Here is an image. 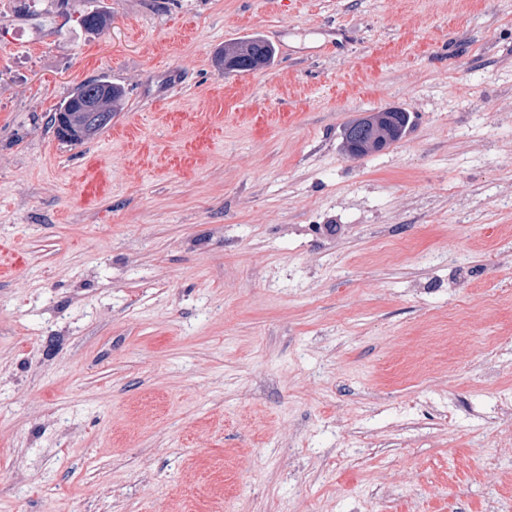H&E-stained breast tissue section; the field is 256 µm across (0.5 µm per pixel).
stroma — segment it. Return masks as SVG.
<instances>
[{
	"mask_svg": "<svg viewBox=\"0 0 512 512\" xmlns=\"http://www.w3.org/2000/svg\"><path fill=\"white\" fill-rule=\"evenodd\" d=\"M507 400L512 0L0 9V512H512ZM275 57V48L268 41L258 37H244L224 43L217 60L220 68L225 70L231 64L235 73H245L261 69ZM124 99V89L108 78H89L79 83L59 103L50 116L49 124L62 143L83 144L112 123V116L121 109ZM84 135L87 138L83 139ZM410 123L408 112L388 110L377 112L361 119L349 121L344 128L342 145L346 153L365 156L375 152L382 145L398 141L402 138ZM358 126L367 129L358 137L351 138L349 131Z\"/></svg>",
	"mask_w": 512,
	"mask_h": 512,
	"instance_id": "35a3bbf8",
	"label": "stroma"
}]
</instances>
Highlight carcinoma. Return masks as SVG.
<instances>
[{
  "instance_id": "obj_1",
  "label": "carcinoma",
  "mask_w": 512,
  "mask_h": 512,
  "mask_svg": "<svg viewBox=\"0 0 512 512\" xmlns=\"http://www.w3.org/2000/svg\"><path fill=\"white\" fill-rule=\"evenodd\" d=\"M83 25L99 30L109 25V18L92 10L81 16ZM275 57V48L258 37H244L224 44L217 60L220 68L233 67L235 73L261 69ZM124 89L106 77L89 78L79 83L55 108L49 124L61 142L78 145L101 134L121 109ZM410 123L409 113L401 110L377 112L349 121L344 128L342 145L346 153L365 156L385 144L402 138Z\"/></svg>"
}]
</instances>
